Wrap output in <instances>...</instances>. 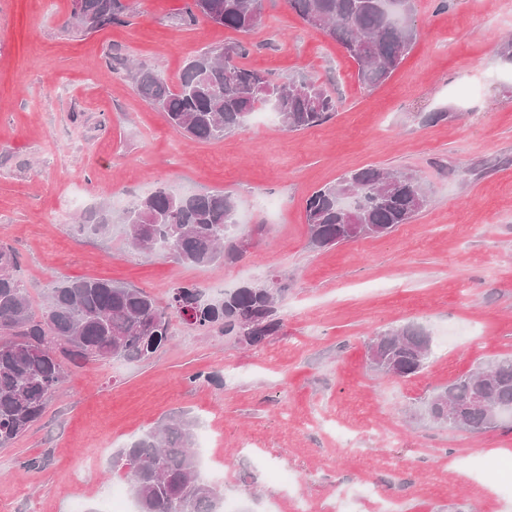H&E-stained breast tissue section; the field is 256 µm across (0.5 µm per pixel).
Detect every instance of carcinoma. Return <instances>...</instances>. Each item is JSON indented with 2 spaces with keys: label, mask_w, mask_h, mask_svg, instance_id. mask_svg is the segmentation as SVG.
Here are the masks:
<instances>
[{
  "label": "carcinoma",
  "mask_w": 512,
  "mask_h": 512,
  "mask_svg": "<svg viewBox=\"0 0 512 512\" xmlns=\"http://www.w3.org/2000/svg\"><path fill=\"white\" fill-rule=\"evenodd\" d=\"M74 28L93 33L122 20V0H72ZM261 0H189L182 21L204 17L247 33L259 22ZM310 27L339 43L358 65V80L375 86L392 75L410 52L416 32L411 0H290ZM138 93L165 121L196 142L234 133L258 105L276 113L290 131L331 119L336 102L316 82L273 80L255 69L221 60L207 49L184 67L172 89L149 69L136 77ZM428 203V194L408 171L364 167L315 190L307 200L310 243L330 248L354 239L349 226L370 224L368 237H382L407 224ZM131 246L162 252L190 265L232 264L250 244L229 192L179 195L165 186L138 199L122 218ZM15 251L0 246V448L11 447L43 415L69 364L109 359L140 360L170 337L172 320L184 317L200 328L258 346L281 328L277 300L286 291L276 278L205 298L196 284L173 289L162 306L151 293L99 279L56 282L44 304L33 309L14 274ZM432 354L420 324L391 328L370 339L374 369L406 379L423 371ZM512 418V357L480 363L428 396L422 412L451 428L483 431ZM199 420L180 414L132 440L116 456L126 470L134 512H224V490L200 472L196 438Z\"/></svg>",
  "instance_id": "carcinoma-1"
}]
</instances>
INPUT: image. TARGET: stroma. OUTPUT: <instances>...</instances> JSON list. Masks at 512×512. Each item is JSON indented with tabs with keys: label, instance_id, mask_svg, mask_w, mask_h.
<instances>
[{
	"label": "stroma",
	"instance_id": "obj_1",
	"mask_svg": "<svg viewBox=\"0 0 512 512\" xmlns=\"http://www.w3.org/2000/svg\"><path fill=\"white\" fill-rule=\"evenodd\" d=\"M124 2L122 23L84 35L72 0H0V244L35 297L93 278L164 304L186 281L237 288L276 275L282 327L248 347L176 318L149 358L70 369L42 418L0 449V512L99 504L124 477L118 451L179 411L217 449L202 476L248 512H512V426L453 430L421 411L476 364L512 356V59L501 53L512 0H412L416 42L373 88L288 0H263L246 34L180 24L185 0ZM237 42L246 67L316 81L334 116L292 132L257 111L235 134L194 142L117 64L174 85L192 56ZM368 166L416 174L427 206L386 236L313 248L309 195ZM160 184L231 192L253 231L248 252L185 265L132 249L116 222L75 232ZM405 323L432 337L426 368L404 380L374 372L370 337Z\"/></svg>",
	"mask_w": 512,
	"mask_h": 512
}]
</instances>
